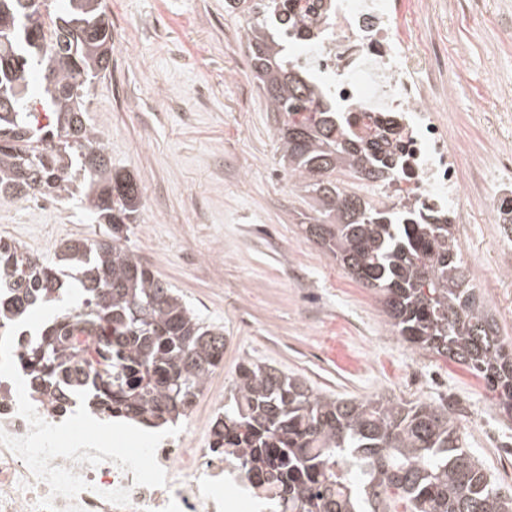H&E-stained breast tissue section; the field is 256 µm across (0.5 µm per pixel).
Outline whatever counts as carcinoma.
<instances>
[{
	"mask_svg": "<svg viewBox=\"0 0 512 512\" xmlns=\"http://www.w3.org/2000/svg\"><path fill=\"white\" fill-rule=\"evenodd\" d=\"M237 2L278 152L314 212L304 216L306 237L380 294L392 329L466 366L511 416L512 342L462 259L455 225L346 191V177L391 181L386 136L352 132L288 59L268 27L281 0ZM24 12L23 0H0V98L10 103L0 104V197L78 196L102 230L60 248L82 297L32 339L21 367L41 383L89 392L108 418L174 421L224 362V330L202 322L125 245L144 192L112 169L87 120L91 89L112 62L105 0H68L64 10L50 0L45 16ZM89 153L101 162H87ZM0 287V308L19 319L61 301L66 282L57 264L0 242ZM79 333L92 343L78 345ZM213 447L264 471L290 512H512V495L463 448L448 408L332 398L265 363L236 366Z\"/></svg>",
	"mask_w": 512,
	"mask_h": 512,
	"instance_id": "cac0c4a2",
	"label": "carcinoma"
}]
</instances>
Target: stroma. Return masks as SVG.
Masks as SVG:
<instances>
[{"label": "stroma", "instance_id": "stroma-1", "mask_svg": "<svg viewBox=\"0 0 512 512\" xmlns=\"http://www.w3.org/2000/svg\"><path fill=\"white\" fill-rule=\"evenodd\" d=\"M397 0L410 49L435 47L448 137L461 155L470 220L462 258L500 333L512 340V224L495 223L491 189L511 180L488 144L512 156V0ZM112 66L89 116L113 168L144 190L128 247L223 328L224 365L194 405L214 417L236 365H273L314 392L359 400L455 403L464 446L512 489V416L464 366L414 348L388 323L380 296L314 241L307 205L279 160L274 120L253 79L241 13L224 0H106ZM79 201L32 206L0 198V236L55 259L94 238Z\"/></svg>", "mask_w": 512, "mask_h": 512}]
</instances>
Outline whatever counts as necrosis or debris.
I'll return each instance as SVG.
<instances>
[{
  "instance_id": "necrosis-or-debris-1",
  "label": "necrosis or debris",
  "mask_w": 512,
  "mask_h": 512,
  "mask_svg": "<svg viewBox=\"0 0 512 512\" xmlns=\"http://www.w3.org/2000/svg\"><path fill=\"white\" fill-rule=\"evenodd\" d=\"M286 11L302 30L288 37L296 62L311 67L338 107L353 113L354 132L368 135L378 122L400 132L388 191L393 205L440 211L457 223L465 184L460 156L448 146V125L423 78L433 61L412 54L399 38L392 0H288ZM26 388L47 422L60 423L76 410L69 391L31 380ZM156 459L167 474L162 487L136 485L132 473L109 461L92 466L57 457L52 464L87 482L76 497L84 512H237L244 501L267 512L275 499L239 456L213 447L210 426L196 417L160 442ZM120 487L130 492L124 507L103 497ZM46 496L47 484L0 445V512H39Z\"/></svg>"
}]
</instances>
